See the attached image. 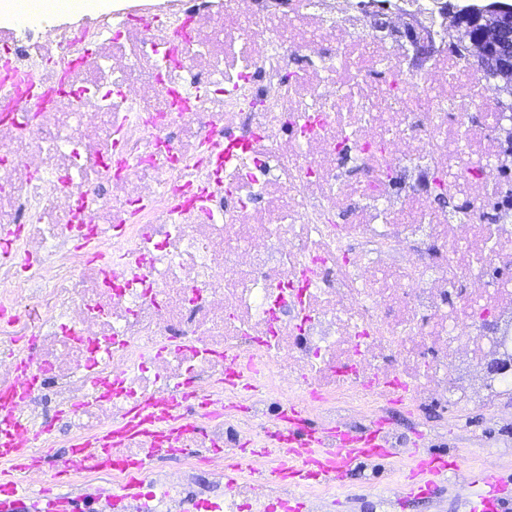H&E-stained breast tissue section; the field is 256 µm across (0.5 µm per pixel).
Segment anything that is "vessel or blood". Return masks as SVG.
I'll return each instance as SVG.
<instances>
[{
	"instance_id": "vessel-or-blood-1",
	"label": "vessel or blood",
	"mask_w": 512,
	"mask_h": 512,
	"mask_svg": "<svg viewBox=\"0 0 512 512\" xmlns=\"http://www.w3.org/2000/svg\"><path fill=\"white\" fill-rule=\"evenodd\" d=\"M177 403L173 400L145 404L134 408L128 419L113 427L110 434L94 443H82L70 448L68 464L72 467L98 465L111 455L113 448L131 438L163 439L166 449H174L180 440V428L173 421ZM279 429L268 436V447L279 455L276 466L265 471L264 481L276 482L294 479L297 486L308 485L313 476L342 483L344 478L365 457L389 458L393 451L387 448L383 424H375L368 432L352 438L343 431L317 429L307 424L301 407L291 405L280 414ZM329 444L326 452H313L317 443ZM6 456L12 460L8 478H0V490L16 498L24 491L26 471L38 460L24 447L9 448ZM450 466L442 456H414L405 487L420 494L434 489L440 478L448 475ZM472 491L465 502L467 512H501L508 496L507 485L501 479L483 471L469 473Z\"/></svg>"
}]
</instances>
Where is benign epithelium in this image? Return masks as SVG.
<instances>
[{"mask_svg": "<svg viewBox=\"0 0 512 512\" xmlns=\"http://www.w3.org/2000/svg\"><path fill=\"white\" fill-rule=\"evenodd\" d=\"M448 33L453 39L478 50L481 65H486L498 43L512 34V5L503 0H483L468 7L463 16L461 7L448 0ZM495 82L500 96L512 97V58L501 60L498 68L486 72Z\"/></svg>", "mask_w": 512, "mask_h": 512, "instance_id": "obj_1", "label": "benign epithelium"}]
</instances>
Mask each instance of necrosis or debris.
<instances>
[{
  "label": "necrosis or debris",
  "instance_id": "1",
  "mask_svg": "<svg viewBox=\"0 0 512 512\" xmlns=\"http://www.w3.org/2000/svg\"><path fill=\"white\" fill-rule=\"evenodd\" d=\"M445 3L172 0L0 35L16 441L51 426L65 438L43 447L69 448L136 405L189 403L175 470L131 442L108 468L67 470L66 495L96 512H275L293 489L261 483L277 460L254 448L295 402L354 433L399 404L512 412V376L483 369L512 333V114L474 49L449 52ZM411 23L432 43L417 67ZM435 174L451 207L423 190ZM233 368L259 380L241 400Z\"/></svg>",
  "mask_w": 512,
  "mask_h": 512
}]
</instances>
